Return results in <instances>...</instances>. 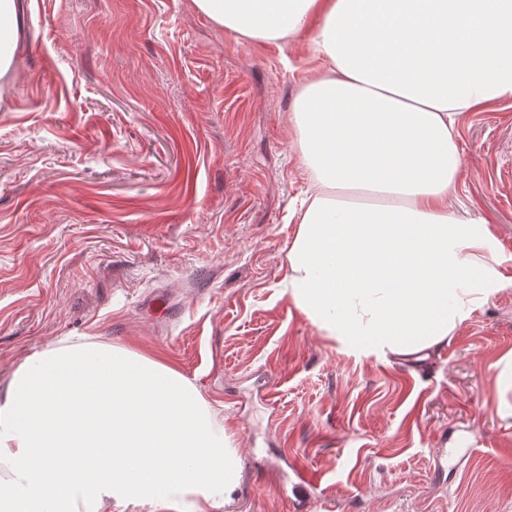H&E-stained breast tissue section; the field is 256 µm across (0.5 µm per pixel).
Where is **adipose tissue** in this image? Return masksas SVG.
I'll return each mask as SVG.
<instances>
[{"instance_id":"ef3b65f1","label":"adipose tissue","mask_w":512,"mask_h":512,"mask_svg":"<svg viewBox=\"0 0 512 512\" xmlns=\"http://www.w3.org/2000/svg\"><path fill=\"white\" fill-rule=\"evenodd\" d=\"M322 74L291 116L314 187L281 286L355 358L428 357L505 287L488 221L450 210L457 120L512 100V0H193ZM220 409L169 364L65 338L0 390V512H214L239 485Z\"/></svg>"}]
</instances>
